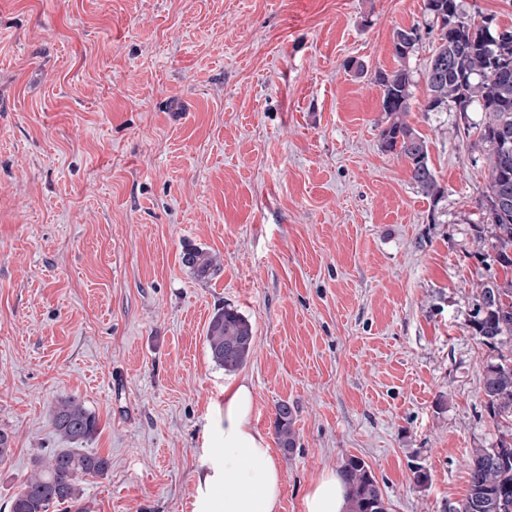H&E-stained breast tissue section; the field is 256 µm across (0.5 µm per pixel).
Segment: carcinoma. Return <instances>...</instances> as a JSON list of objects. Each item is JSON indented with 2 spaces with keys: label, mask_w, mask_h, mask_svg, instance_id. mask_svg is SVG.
Listing matches in <instances>:
<instances>
[{
  "label": "carcinoma",
  "mask_w": 512,
  "mask_h": 512,
  "mask_svg": "<svg viewBox=\"0 0 512 512\" xmlns=\"http://www.w3.org/2000/svg\"><path fill=\"white\" fill-rule=\"evenodd\" d=\"M425 12L438 26V47L426 71L432 112L453 108L461 113L465 136L476 135L487 163L483 216L474 225L476 254L488 268L498 266L505 278L492 274L476 285L471 323L480 341L492 347L512 344V31L497 33L461 15L457 0H426ZM375 82L382 92L386 125L380 131L382 148L408 160L411 179L433 203L440 187L430 167L428 146L407 120L412 72L399 68L380 71ZM481 113L472 122L469 111ZM193 274L208 278L217 257L200 249L183 255ZM253 327L230 305L211 318L206 345L211 359L228 372L241 368L253 349ZM486 405L505 431L491 448H476L469 465V491L456 512H512V353L501 354L485 366ZM53 424L67 441L91 438L97 431L95 414L76 397H65L52 410ZM294 411L288 402L276 407L275 430L281 447L296 444ZM110 462L76 448H57L38 458L31 474L10 505V512H48L54 504L77 500L84 476L107 474ZM340 473L350 491V512H387L382 490L366 462L352 456Z\"/></svg>",
  "instance_id": "obj_1"
}]
</instances>
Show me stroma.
<instances>
[{
    "label": "stroma",
    "instance_id": "35a3bbf8",
    "mask_svg": "<svg viewBox=\"0 0 512 512\" xmlns=\"http://www.w3.org/2000/svg\"><path fill=\"white\" fill-rule=\"evenodd\" d=\"M427 20L425 0H0V512L65 447L68 396L110 469L53 512H192L207 420L243 376L267 435L295 408L280 512L351 456L388 512H455L502 433L498 352L471 324L482 152L455 109H423L435 34L394 51ZM401 67L436 203L380 146L373 76ZM192 248L219 257L209 279ZM227 305L254 331L233 373L205 342ZM184 264L200 279L208 278L216 269L217 257L200 249H190L183 255ZM52 419L58 434L70 442L87 440L97 431L95 414L76 397L58 400L52 410Z\"/></svg>",
    "mask_w": 512,
    "mask_h": 512
}]
</instances>
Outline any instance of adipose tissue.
Wrapping results in <instances>:
<instances>
[{
    "instance_id": "1",
    "label": "adipose tissue",
    "mask_w": 512,
    "mask_h": 512,
    "mask_svg": "<svg viewBox=\"0 0 512 512\" xmlns=\"http://www.w3.org/2000/svg\"><path fill=\"white\" fill-rule=\"evenodd\" d=\"M255 391L242 377L224 387L202 446L193 512H279L283 476L267 435L253 423ZM305 512H350L348 489L322 472L304 496Z\"/></svg>"
}]
</instances>
